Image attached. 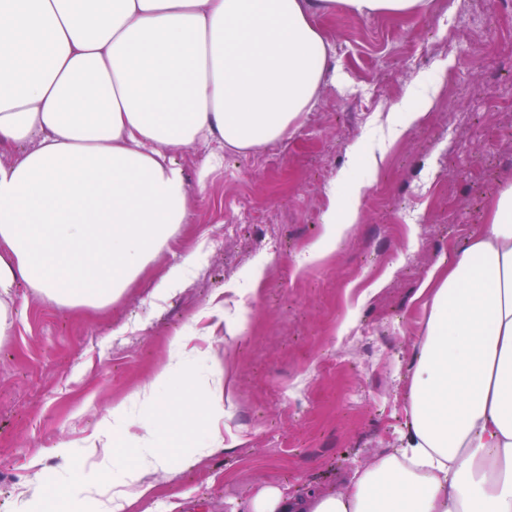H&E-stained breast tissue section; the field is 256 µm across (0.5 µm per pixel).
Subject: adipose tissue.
I'll return each instance as SVG.
<instances>
[{
  "instance_id": "adipose-tissue-1",
  "label": "adipose tissue",
  "mask_w": 512,
  "mask_h": 512,
  "mask_svg": "<svg viewBox=\"0 0 512 512\" xmlns=\"http://www.w3.org/2000/svg\"><path fill=\"white\" fill-rule=\"evenodd\" d=\"M430 0H0V340L19 285L67 306L119 299L188 223L172 149L259 150L295 131L330 69L319 17L425 14ZM323 259L360 218L342 175ZM401 445L338 488L265 487L251 512H512V183L422 284ZM141 426L137 495L172 457Z\"/></svg>"
}]
</instances>
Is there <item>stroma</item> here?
<instances>
[{
  "mask_svg": "<svg viewBox=\"0 0 512 512\" xmlns=\"http://www.w3.org/2000/svg\"><path fill=\"white\" fill-rule=\"evenodd\" d=\"M319 25L337 80L274 157L228 150L202 180L206 148L173 149L194 185L190 221L117 301L68 307L16 288L13 330L0 342V512H42L34 478L69 485L75 471L84 482L68 512L128 494L137 451L126 432L157 417L142 391L178 335L181 363L157 389L181 410L182 430L160 440L174 461L123 512H249L261 488L333 489L399 447L425 324L419 287L512 180V6L432 0L419 17L339 9ZM443 73L449 84L432 107L389 141L399 105L419 106L412 89ZM357 146L379 156L378 168L354 160ZM348 169L365 185L360 223L330 256L297 266ZM274 214L288 217L275 242L264 237ZM175 264L185 280L158 298ZM188 376L222 400V418L181 409ZM216 433L224 447L214 451Z\"/></svg>",
  "mask_w": 512,
  "mask_h": 512,
  "instance_id": "35a3bbf8",
  "label": "stroma"
}]
</instances>
